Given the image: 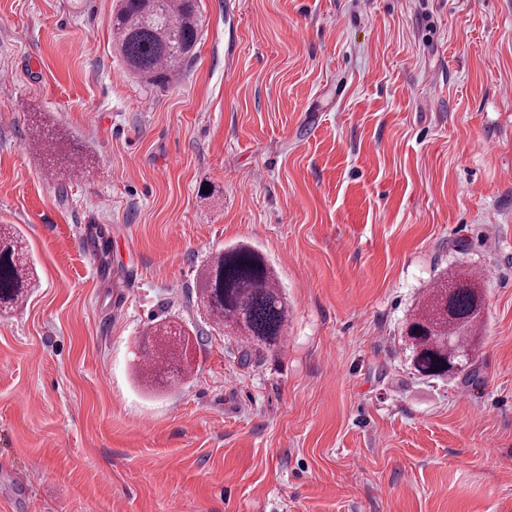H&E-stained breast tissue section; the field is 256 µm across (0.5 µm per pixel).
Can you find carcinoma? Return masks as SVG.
Instances as JSON below:
<instances>
[{
  "label": "carcinoma",
  "instance_id": "carcinoma-1",
  "mask_svg": "<svg viewBox=\"0 0 512 512\" xmlns=\"http://www.w3.org/2000/svg\"><path fill=\"white\" fill-rule=\"evenodd\" d=\"M115 47L127 69L144 84L168 87L196 56L200 37L198 0H117L111 18ZM17 229L0 225V311L26 300L31 285ZM482 275L453 270L424 295L406 328V350L415 372L445 377L470 363L484 324ZM197 299L208 319L236 331L247 357L280 346L288 325V300L274 268L250 243L240 242L210 257L199 272ZM186 330L159 321L145 331L139 377L157 387L185 373L177 337Z\"/></svg>",
  "mask_w": 512,
  "mask_h": 512
}]
</instances>
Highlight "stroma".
<instances>
[{"mask_svg": "<svg viewBox=\"0 0 512 512\" xmlns=\"http://www.w3.org/2000/svg\"><path fill=\"white\" fill-rule=\"evenodd\" d=\"M114 4L0 0V225L36 279L0 316V512H512V0H199L161 90ZM239 242L289 305L248 358L196 298ZM457 266L483 332L424 378L402 332ZM160 316L194 340L154 390Z\"/></svg>", "mask_w": 512, "mask_h": 512, "instance_id": "obj_1", "label": "stroma"}]
</instances>
